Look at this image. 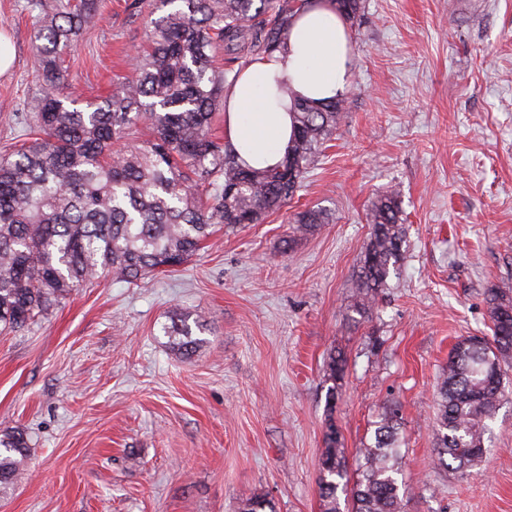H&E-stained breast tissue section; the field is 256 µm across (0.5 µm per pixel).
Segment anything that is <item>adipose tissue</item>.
<instances>
[{"label": "adipose tissue", "instance_id": "adipose-tissue-1", "mask_svg": "<svg viewBox=\"0 0 512 512\" xmlns=\"http://www.w3.org/2000/svg\"><path fill=\"white\" fill-rule=\"evenodd\" d=\"M350 30L334 0H308L283 51L241 71L224 93V138L255 169L283 161L293 134L290 102L341 96L350 76Z\"/></svg>", "mask_w": 512, "mask_h": 512}]
</instances>
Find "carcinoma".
<instances>
[{"mask_svg":"<svg viewBox=\"0 0 512 512\" xmlns=\"http://www.w3.org/2000/svg\"><path fill=\"white\" fill-rule=\"evenodd\" d=\"M352 24L364 0H334ZM173 9L149 20L146 45L132 74L112 96L84 108L62 99L60 56L94 22L97 0L45 5L34 35L42 96L30 142L0 158V329L18 331L81 286L112 277L133 284L188 262L216 224H259L292 199L318 148L347 112L336 98L315 105L293 100L294 132L282 165L242 166L232 145L212 137L230 85L214 52L235 51L240 68L281 50L305 0H154ZM320 209L294 219L297 231L327 223ZM399 193L379 196L368 214L370 238L361 252L353 312L371 315L403 260L405 230ZM493 339L468 336L453 348L439 387L438 461L446 469L479 463L485 435L503 397L502 365L512 358V295L486 292ZM200 316L172 314L174 349L190 357ZM28 442L0 430V487L24 474ZM350 471L334 424L320 459L325 512H403L397 478L398 412L385 408L372 442Z\"/></svg>","mask_w":512,"mask_h":512,"instance_id":"obj_1","label":"carcinoma"}]
</instances>
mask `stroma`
<instances>
[{
  "label": "stroma",
  "mask_w": 512,
  "mask_h": 512,
  "mask_svg": "<svg viewBox=\"0 0 512 512\" xmlns=\"http://www.w3.org/2000/svg\"><path fill=\"white\" fill-rule=\"evenodd\" d=\"M44 0H0L14 45L0 74V155L24 143L41 95L33 32ZM99 0L64 56L92 100L129 73L148 0ZM350 29L347 118L294 199L264 223L219 228L187 263L135 284L76 288L0 334V429L28 437L0 512H324L318 461L335 423L349 467L384 407L399 411L405 512H512V361L486 455L436 463L439 378L454 345L491 335L486 291L512 288V0H364ZM397 189L404 258L372 318L354 277L376 198ZM328 223L293 236L299 211ZM201 313L192 357L165 329ZM343 352V380L327 365Z\"/></svg>",
  "instance_id": "obj_1"
}]
</instances>
